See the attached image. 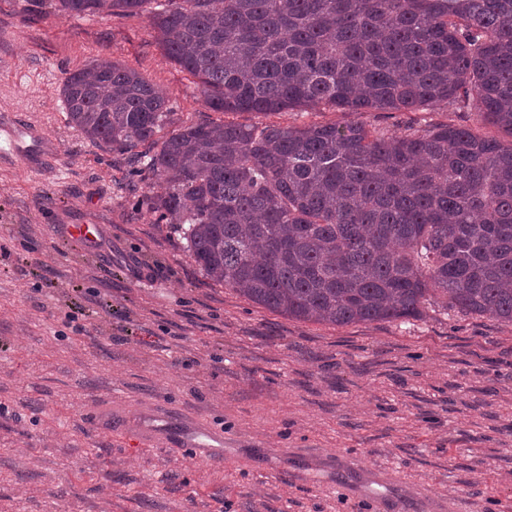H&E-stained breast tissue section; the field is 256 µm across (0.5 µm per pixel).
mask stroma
I'll return each mask as SVG.
<instances>
[{
  "mask_svg": "<svg viewBox=\"0 0 512 512\" xmlns=\"http://www.w3.org/2000/svg\"><path fill=\"white\" fill-rule=\"evenodd\" d=\"M100 57L154 84L177 127L481 124L465 109L227 115L149 18L0 0V117L49 142L30 170L0 162V512H364L366 491L425 512L415 484L512 512V325L434 305L313 324L214 284L181 231L135 205L165 177L133 175L69 124L62 83ZM76 224L99 225L97 241L74 239ZM156 400L234 433L232 454L142 446L135 410ZM104 403L124 409L120 429L96 426Z\"/></svg>",
  "mask_w": 512,
  "mask_h": 512,
  "instance_id": "1",
  "label": "stroma"
}]
</instances>
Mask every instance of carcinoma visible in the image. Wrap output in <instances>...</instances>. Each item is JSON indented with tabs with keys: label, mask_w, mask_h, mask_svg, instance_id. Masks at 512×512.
Masks as SVG:
<instances>
[{
	"label": "carcinoma",
	"mask_w": 512,
	"mask_h": 512,
	"mask_svg": "<svg viewBox=\"0 0 512 512\" xmlns=\"http://www.w3.org/2000/svg\"><path fill=\"white\" fill-rule=\"evenodd\" d=\"M61 16L148 13L224 113L471 108L448 123L208 122L166 135L136 71L95 59L61 88L90 141L168 177L147 204L210 280L273 313L345 326L429 305L512 324V0H51ZM155 151L142 160L137 148Z\"/></svg>",
	"instance_id": "obj_1"
}]
</instances>
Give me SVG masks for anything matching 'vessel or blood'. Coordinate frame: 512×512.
<instances>
[{
	"mask_svg": "<svg viewBox=\"0 0 512 512\" xmlns=\"http://www.w3.org/2000/svg\"><path fill=\"white\" fill-rule=\"evenodd\" d=\"M0 129L10 137L15 165L28 168L31 154L42 148L40 134L19 123L7 124ZM139 417L146 444L150 447L175 448L195 458L220 460L235 443L234 437L211 430L199 419L179 420L157 405L142 407Z\"/></svg>",
	"mask_w": 512,
	"mask_h": 512,
	"instance_id": "obj_1",
	"label": "vessel or blood"
}]
</instances>
